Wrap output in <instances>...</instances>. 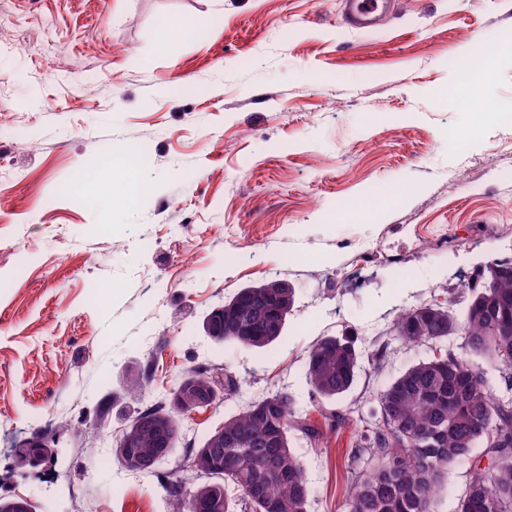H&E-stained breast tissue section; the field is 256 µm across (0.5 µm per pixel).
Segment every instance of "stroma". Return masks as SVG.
<instances>
[{
  "label": "stroma",
  "mask_w": 512,
  "mask_h": 512,
  "mask_svg": "<svg viewBox=\"0 0 512 512\" xmlns=\"http://www.w3.org/2000/svg\"><path fill=\"white\" fill-rule=\"evenodd\" d=\"M507 40L512 0H396L370 30L342 24L339 0H0V498L169 512L168 475L225 418L273 391L311 410L307 351L350 329L362 360L335 404L345 424L291 436L310 512H345L378 393L433 353L397 341L395 317L463 312L479 264L512 256V54L483 58ZM127 156L100 213L77 176ZM132 176L148 187L135 198ZM269 279L295 291L284 338L213 343L205 315ZM211 365L238 392L183 417L156 475L126 471L116 436ZM37 429L50 461L20 452Z\"/></svg>",
  "instance_id": "1"
}]
</instances>
